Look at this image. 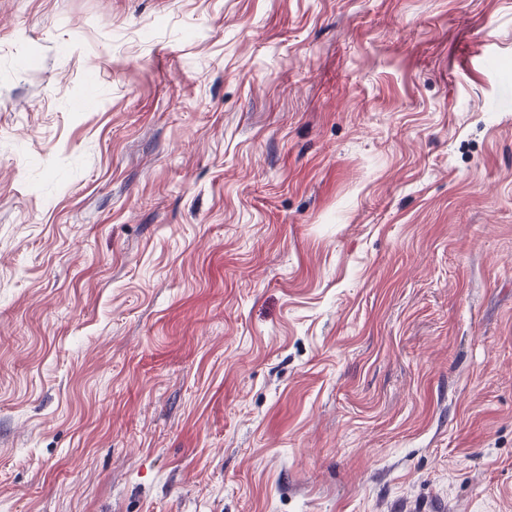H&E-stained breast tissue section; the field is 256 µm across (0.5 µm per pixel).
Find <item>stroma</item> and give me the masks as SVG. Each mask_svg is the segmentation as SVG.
<instances>
[{
    "label": "stroma",
    "instance_id": "obj_1",
    "mask_svg": "<svg viewBox=\"0 0 512 512\" xmlns=\"http://www.w3.org/2000/svg\"><path fill=\"white\" fill-rule=\"evenodd\" d=\"M0 512H512V0H0Z\"/></svg>",
    "mask_w": 512,
    "mask_h": 512
}]
</instances>
